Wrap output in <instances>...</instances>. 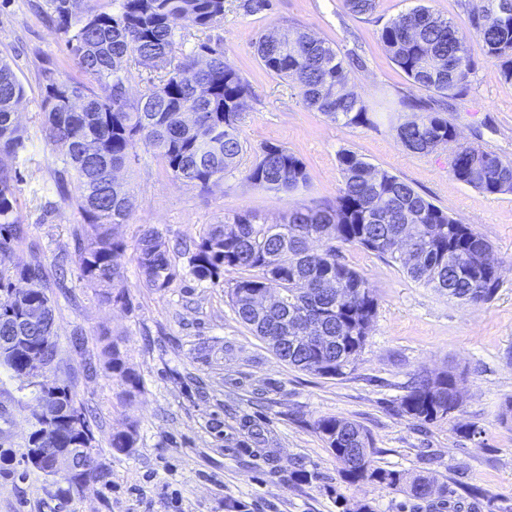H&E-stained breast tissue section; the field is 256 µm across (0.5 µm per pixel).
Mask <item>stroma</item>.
<instances>
[{"mask_svg": "<svg viewBox=\"0 0 512 512\" xmlns=\"http://www.w3.org/2000/svg\"><path fill=\"white\" fill-rule=\"evenodd\" d=\"M466 23L483 0H378L372 14L351 15L343 0H272L249 14L242 0H224V22L212 30L252 93L241 124L249 166L263 146L286 147L302 159L308 183L295 192L258 189L240 172L225 174L203 194L166 173L152 151L137 148L119 172L136 212L116 225L124 248L114 257L124 300L111 304L102 287L83 280L68 259L64 287L54 289L60 368L46 374L69 380L92 411L93 453L104 477L80 490L59 492L24 461L37 409L25 381L0 367V512H343L369 504L373 512H404L405 493L371 483L348 484L314 423L339 416L371 435L377 466L436 474L457 493L482 492L479 512H512V421L501 422L512 400V194L488 195L455 180L451 147L421 155L396 135L410 120L399 101L418 95L378 39L380 28L416 5ZM46 0H0V56L25 88L18 122L26 148L15 160L19 212L27 226L14 261L38 254L54 273L62 251L74 248L82 218L57 194L61 168L41 128L43 73L76 74ZM308 31L353 58L348 88L368 106L369 124L346 126L308 109L293 82L269 75L255 51L263 32ZM477 63L467 95L449 114L467 143L512 157V83L488 61L479 38L467 42ZM350 150L410 183L434 204L485 237L502 259L501 285L487 303L469 305L411 280L400 264L357 246L342 259L367 278L378 297L366 345L351 371L325 378L289 366L235 315L229 287L197 282L184 249L209 225L235 213L281 222L290 209L334 200L342 181L340 151ZM154 228L171 248L178 271L165 291L144 286L134 245ZM117 343L140 390L125 400L118 377L106 369L105 340ZM453 369L463 403L447 419L424 423L399 402L420 371ZM136 424L128 452L111 447L113 434ZM307 479H299V471Z\"/></svg>", "mask_w": 512, "mask_h": 512, "instance_id": "35a3bbf8", "label": "stroma"}]
</instances>
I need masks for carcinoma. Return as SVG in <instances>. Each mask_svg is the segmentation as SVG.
Wrapping results in <instances>:
<instances>
[{
    "instance_id": "1",
    "label": "carcinoma",
    "mask_w": 512,
    "mask_h": 512,
    "mask_svg": "<svg viewBox=\"0 0 512 512\" xmlns=\"http://www.w3.org/2000/svg\"><path fill=\"white\" fill-rule=\"evenodd\" d=\"M73 0H48L58 31L64 35L77 69L99 86L81 80L46 76L41 124L56 161L73 182L77 209L91 233H75V254L81 278L108 288L103 300L120 301L123 294L109 291L120 272L113 264L121 241L109 232L111 224H125L135 208L132 195L115 182L109 171L125 165L137 145L152 150L175 179L210 192L224 174L238 168L244 152L240 122L251 95L240 71L211 38L197 39L189 50L179 46L173 25L188 22L204 33L224 21V0H119L115 12L86 0L78 17L69 10ZM354 16L371 14L376 0H344ZM482 42L485 57L495 61L502 79L512 82V0H486L464 25L443 18L425 5L388 21L378 38L392 62L415 87L429 97L413 98L407 107L419 113L397 127V137L415 154H429L439 143L457 136L456 126L435 97L456 100L464 96L475 73L469 56L470 36ZM256 53L272 75L293 81L303 103L345 126L370 123L365 102L347 89L348 70L336 48L298 31L285 44L275 30L262 34ZM159 73L138 99L128 97L131 67ZM78 93L82 111H72L65 91ZM25 89L5 58H0V287L14 279H34L50 292L41 261L13 263L16 244L24 235L15 184L17 170L4 162L25 149L23 131L16 123L17 107ZM342 183L330 202L296 208L281 224H265L254 214H234L222 224L210 225L194 245L188 264L200 282H219L224 269L243 273L229 289L238 319L288 365L323 377L346 374L358 359L371 331L378 298L366 278L340 260L336 244L353 245L388 256L406 275L437 292L470 305L490 301L500 277L490 267L502 266L492 245L470 225L453 217L390 172L371 171L358 154L339 153ZM452 176L485 194L512 193V158L482 148L466 147ZM248 184L270 190H292L308 180L303 161L288 149L270 145L242 171ZM317 238L323 249L309 253ZM135 259L146 287L161 291L176 276L168 245L157 231L147 228L135 247ZM266 288L284 300L280 310H265L254 303ZM307 317L328 314L324 334L341 341L325 349L307 342L297 327L301 312ZM54 306L44 321L28 325L0 312V338L28 336L35 346L41 336L54 335ZM106 365L126 386L125 397L139 390V377L125 368L118 345L103 347ZM456 374H416L400 409L413 419L434 422L448 417V399L462 403L455 390ZM61 406L76 415L78 425L66 420L59 436L30 439L27 451L61 438L65 446L81 448L82 430L91 420L70 385L59 387ZM316 432L339 464L349 483L371 482L389 489H405L411 500L427 499L431 488L440 496L454 490L434 476H410L375 465L376 449L370 434L344 417L325 416L315 422ZM136 425L112 436L111 447H133Z\"/></svg>"
}]
</instances>
